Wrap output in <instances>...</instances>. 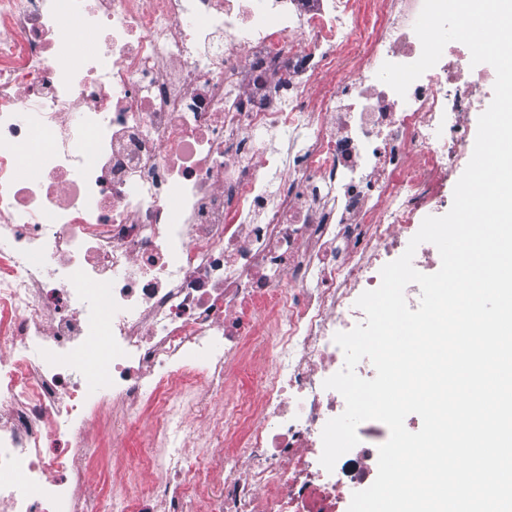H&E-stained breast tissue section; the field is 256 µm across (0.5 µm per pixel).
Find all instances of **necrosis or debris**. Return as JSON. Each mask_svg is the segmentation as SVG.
I'll return each instance as SVG.
<instances>
[{"label": "necrosis or debris", "instance_id": "necrosis-or-debris-1", "mask_svg": "<svg viewBox=\"0 0 512 512\" xmlns=\"http://www.w3.org/2000/svg\"><path fill=\"white\" fill-rule=\"evenodd\" d=\"M423 0H0V505L338 512L336 333L447 202L482 74L422 52ZM291 133L287 150L269 133ZM144 451L91 482L88 427Z\"/></svg>", "mask_w": 512, "mask_h": 512}]
</instances>
